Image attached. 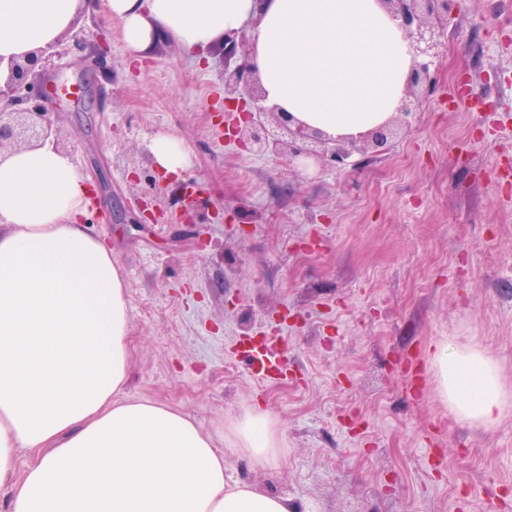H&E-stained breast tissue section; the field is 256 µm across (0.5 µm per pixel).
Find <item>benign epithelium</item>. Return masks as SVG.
<instances>
[{"label": "benign epithelium", "mask_w": 512, "mask_h": 512, "mask_svg": "<svg viewBox=\"0 0 512 512\" xmlns=\"http://www.w3.org/2000/svg\"><path fill=\"white\" fill-rule=\"evenodd\" d=\"M454 0H381L391 18L405 31L415 51L407 92L397 109L400 124L409 125V117L419 106L421 90L429 85L431 67L439 57L440 36L448 20ZM237 53V42L224 40V120L228 135L250 150L262 154L275 152L285 144L279 132L288 133V148L295 158L317 162L343 163L354 152L378 149L392 137V121H387L359 137L329 138L295 120L287 112L265 105L258 77L249 57L235 66L230 61ZM50 57L41 50L33 58L9 63L5 88H0V155L4 148H33L50 140L59 146L54 123L49 113L38 105L22 107L25 99L20 91L28 85L39 62Z\"/></svg>", "instance_id": "7a95c632"}]
</instances>
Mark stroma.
I'll return each instance as SVG.
<instances>
[{
	"label": "stroma",
	"instance_id": "stroma-1",
	"mask_svg": "<svg viewBox=\"0 0 512 512\" xmlns=\"http://www.w3.org/2000/svg\"><path fill=\"white\" fill-rule=\"evenodd\" d=\"M36 68L30 102L97 203L91 229L129 285L126 398L164 403L227 445L232 421L273 418L277 464L224 459L228 483L293 512H512V411L457 420L404 358L477 346L512 390V0H460L411 130L348 166L297 167L224 134V54L162 44L130 65L106 0ZM191 148L164 179L149 144ZM205 226L183 223L182 183ZM283 336L294 380H259L235 338Z\"/></svg>",
	"mask_w": 512,
	"mask_h": 512
}]
</instances>
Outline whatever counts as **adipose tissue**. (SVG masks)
<instances>
[{
    "label": "adipose tissue",
    "mask_w": 512,
    "mask_h": 512,
    "mask_svg": "<svg viewBox=\"0 0 512 512\" xmlns=\"http://www.w3.org/2000/svg\"><path fill=\"white\" fill-rule=\"evenodd\" d=\"M81 0H0V60L53 45ZM130 64L169 41L192 55L249 30L266 103L326 134L389 120L414 50L380 0H107ZM167 174L191 152L151 141ZM91 203L72 158L52 143L0 158V489L8 512H289L287 499L229 485L224 452L181 411L122 393L129 368L128 284L89 229ZM430 366L438 398L486 429L505 417L497 363L442 341ZM232 452L265 466L279 453L267 413L238 419Z\"/></svg>",
    "instance_id": "obj_1"
}]
</instances>
